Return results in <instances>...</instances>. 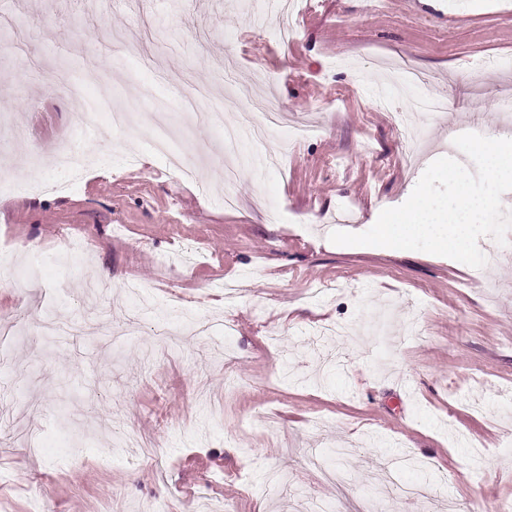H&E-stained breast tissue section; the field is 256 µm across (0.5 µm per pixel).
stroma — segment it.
<instances>
[{
	"label": "stroma",
	"instance_id": "obj_1",
	"mask_svg": "<svg viewBox=\"0 0 512 512\" xmlns=\"http://www.w3.org/2000/svg\"><path fill=\"white\" fill-rule=\"evenodd\" d=\"M58 16L53 38L40 16ZM290 42L243 0H131L97 38L73 0H0V176L66 181L51 157L71 140L96 158L69 192L0 196V323L29 330L0 359V512H500L512 504V259L480 284L456 260L342 246L404 203L436 159L466 156L450 133L501 122L512 93V0H288ZM408 60L430 75L404 84ZM66 68L84 94L57 83ZM36 80H28V73ZM207 86L202 108L245 84L307 119L266 150L287 167L245 168L225 208L219 124L187 126L174 101ZM110 85L135 127L81 115ZM442 98L444 112L422 101ZM166 109L181 178L153 144ZM422 146L409 153L394 113ZM139 155L133 168L126 153ZM283 213L267 219L269 207ZM249 275L225 307L213 282ZM166 322L175 334L159 342ZM234 334L225 337V323ZM135 431L151 455L119 447ZM338 470L343 490L322 480ZM423 484L428 498L402 499Z\"/></svg>",
	"mask_w": 512,
	"mask_h": 512
}]
</instances>
